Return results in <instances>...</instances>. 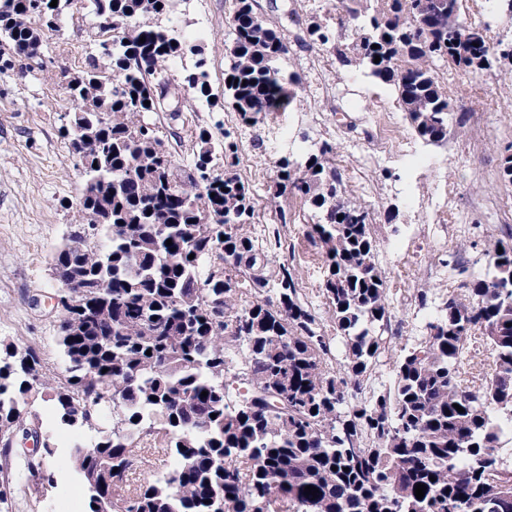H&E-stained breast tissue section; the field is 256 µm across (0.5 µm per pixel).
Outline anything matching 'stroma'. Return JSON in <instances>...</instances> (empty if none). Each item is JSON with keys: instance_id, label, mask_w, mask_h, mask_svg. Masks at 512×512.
<instances>
[{"instance_id": "1", "label": "stroma", "mask_w": 512, "mask_h": 512, "mask_svg": "<svg viewBox=\"0 0 512 512\" xmlns=\"http://www.w3.org/2000/svg\"><path fill=\"white\" fill-rule=\"evenodd\" d=\"M337 0H257L266 22L281 31L289 52L280 62L284 74L298 77L300 88L283 111L262 116L255 127L242 125L224 101V70L232 38L226 18L233 0H175V16L186 29L205 27L198 45L207 63L214 97L206 104L180 102V116L147 113L179 166L193 158L195 134L206 128L230 134L239 144L237 174L247 181L255 210L258 239L267 248L271 270L289 263L305 299L312 302L316 324L333 335L320 291L325 267L306 239L312 207L300 196L272 198L277 163L301 147L327 142L343 176V198L366 202L377 241L374 260L390 291L392 330L402 339L425 332L427 314L418 289L436 296L463 295L462 284L485 273V244L490 234L512 226V185L503 183L499 166L512 155V59L496 60L488 70L469 73L439 63L437 79L464 124H450L447 141L420 139L395 93L370 79L347 76L334 58L312 46L313 24H335ZM103 36L93 16L67 17L48 48L31 62L30 72L0 70V342L33 348L42 370L56 383L68 377L58 343L59 320L53 297L60 282L52 273L58 249L83 227L79 201L85 175L62 135L72 116L69 92L54 82L61 69L78 71L97 54ZM392 113L395 139L384 160H368L366 147L375 134L372 107ZM453 198L455 208L440 210L437 201ZM456 254L461 271L447 265ZM29 409L51 436L55 474L75 481L68 461L83 431L60 422L43 393L31 395ZM10 512H82L83 500L48 489L43 496L6 490Z\"/></svg>"}]
</instances>
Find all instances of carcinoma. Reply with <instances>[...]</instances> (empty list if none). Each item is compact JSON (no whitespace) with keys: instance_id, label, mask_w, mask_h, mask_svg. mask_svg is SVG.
Segmentation results:
<instances>
[{"instance_id":"cac0c4a2","label":"carcinoma","mask_w":512,"mask_h":512,"mask_svg":"<svg viewBox=\"0 0 512 512\" xmlns=\"http://www.w3.org/2000/svg\"><path fill=\"white\" fill-rule=\"evenodd\" d=\"M51 2L0 0V42L15 52L44 43L75 4ZM84 2L111 49L56 78L72 98L70 125L88 134L70 144L102 175L80 206L106 244L77 232L71 241L79 248L56 257L83 288L58 305L69 376L48 394L61 423L91 433L72 454L84 512H512V468L499 458L512 442V230L490 237L488 270L464 284L467 299L448 295L426 323L427 336L401 347L387 335L390 297L374 262L370 210L339 195L333 147L280 159L274 196L289 186L317 213L305 236L326 269L322 293L336 336L325 335L295 270L282 265L276 278L266 275L247 231L249 185L219 172L238 162L237 142L202 129L183 169L160 152L158 127L144 119L165 106L179 116L169 68L199 51L171 28L141 22L170 13L173 0ZM253 2L234 0L224 72L233 79L224 99L246 126L289 106L298 88L279 67L284 37ZM417 2L339 0L340 24L355 31L353 41L342 43L321 24L309 36L340 66L391 86L416 134L437 143L452 117L434 67L488 70L498 49L490 24L462 25L461 0H425L422 19ZM28 12L33 18L20 21ZM203 66L183 76L182 88L208 100ZM201 164L212 169L207 183L196 178ZM244 294L254 300L241 304ZM470 344L490 351L486 369ZM388 362L389 380L374 383L375 369ZM47 388L37 354L4 345L0 436L39 433L44 457L13 462L12 449L0 450V481L35 496L54 484L45 462L54 445L27 399ZM107 409L117 417L110 432L99 427ZM157 421L175 465L136 484L132 475L156 452ZM306 486L317 496L305 495Z\"/></svg>"}]
</instances>
